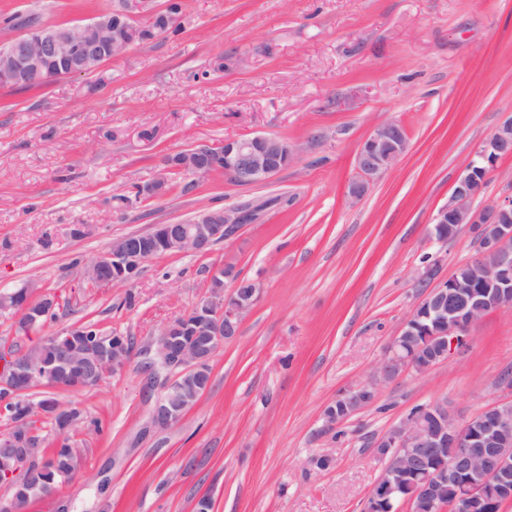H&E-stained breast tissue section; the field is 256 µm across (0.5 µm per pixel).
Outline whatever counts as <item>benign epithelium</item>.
Returning a JSON list of instances; mask_svg holds the SVG:
<instances>
[{"instance_id":"obj_1","label":"benign epithelium","mask_w":512,"mask_h":512,"mask_svg":"<svg viewBox=\"0 0 512 512\" xmlns=\"http://www.w3.org/2000/svg\"><path fill=\"white\" fill-rule=\"evenodd\" d=\"M182 10L157 8L154 0H118L89 23L77 28L59 29L41 26L29 29L0 48V82L39 83L51 79L47 73L50 62L65 66L68 76L96 72L104 61L125 54L140 40H154L181 24ZM408 145L404 127L397 121L376 125L367 135L356 156L357 176L349 184V196L363 199L394 166ZM512 155V116L504 120L484 147L476 153L465 173L457 180L448 203L433 218L435 224L448 225L451 239L459 226L474 227L478 248L466 264L468 275L461 279L453 274L441 279V260L435 258L424 266L420 283L426 288L415 306L411 319L392 340L378 363L374 377L341 397L363 406L373 401L382 381L411 371L423 373L442 362L454 348L468 344L467 331L491 311H512V184L496 204L476 209L475 197L481 192L496 161ZM297 158L294 145L278 137L258 134L249 138L227 139L220 147L193 148L180 154L176 169L196 176L220 174L237 185H256L269 181L290 166ZM168 191L166 176L161 174L139 187L136 198H157ZM255 213L235 209L207 211L188 224H157L143 234H131L112 241L110 250L97 256L86 268L87 281L97 288L130 284L149 257L157 251L169 253H207L216 241L233 234L240 226L251 223ZM227 279L229 294L210 287L208 296L187 314L167 323L155 340L153 362L167 373L166 382L154 404L151 424L166 429L182 418L198 403L206 388L188 389L186 380L205 372L224 342L237 336L244 319L252 311L261 292V285L250 282L251 288L239 293L241 278H233L217 269L210 282ZM36 307L21 303L7 295L0 296V305L17 311L28 321V327L51 312L57 304L54 297L43 298ZM426 310L448 328L437 333L439 344L428 347V339H420L412 318ZM194 317L195 335L209 340L200 345L182 344L175 339L183 330L182 322ZM411 343L417 351L433 350L428 366H420L414 354L403 350ZM103 346L86 342L78 358L64 355L61 364L65 374L80 379L86 371L101 369L117 372L128 365L136 352H127L126 343L118 335L112 340V360L102 361ZM4 402L12 404V425L28 430L26 440L0 447V456L30 461L39 455L35 440L34 415L22 402L26 390L4 385ZM440 448H449L448 466L423 472L414 492L403 497L413 504L421 498L431 501L438 487L450 480L467 478L459 495L448 504L454 512H471L476 500L494 498L499 503L512 500V399L497 401L478 416L459 423L447 415L439 403H431L408 413L377 443V453L384 461L383 472L412 471L421 468L425 456ZM398 492L392 485L376 480L364 504V512H372V504L385 494ZM442 505L437 512H443Z\"/></svg>"}]
</instances>
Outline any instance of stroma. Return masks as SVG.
<instances>
[{
	"instance_id": "obj_1",
	"label": "stroma",
	"mask_w": 512,
	"mask_h": 512,
	"mask_svg": "<svg viewBox=\"0 0 512 512\" xmlns=\"http://www.w3.org/2000/svg\"><path fill=\"white\" fill-rule=\"evenodd\" d=\"M115 3L0 0V45L24 32L13 16L74 27ZM182 3L178 35L89 75L0 88V293L38 283L69 300L48 333L93 320L140 351L96 388L57 392L101 429L71 433L73 479L28 512H194L205 494L213 512H362L383 469L376 444L411 409L444 403L465 422L512 396V312L493 311L446 361L383 382L336 427L322 417L371 379L421 298L426 258L440 256L447 277L477 248L467 225L438 241L433 217L512 116V0ZM386 121L403 125L407 149L351 200L357 151ZM255 134L298 152L266 184L210 176L187 192L188 175L166 165ZM162 173L166 195L117 210ZM242 204L257 221L209 253L156 256L127 288L89 286L86 263L114 238ZM227 264L260 281L259 301L212 361L208 392L153 430L160 390L143 351Z\"/></svg>"
}]
</instances>
